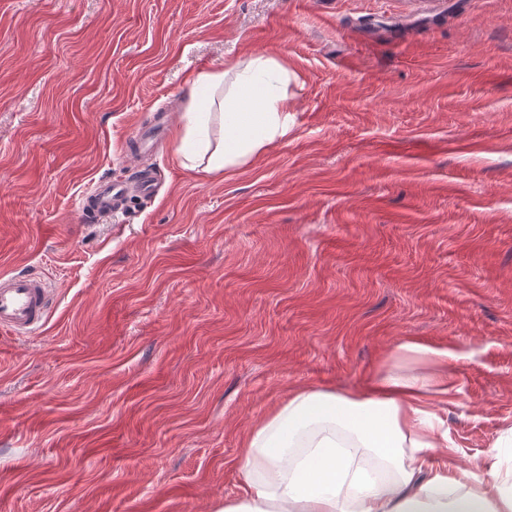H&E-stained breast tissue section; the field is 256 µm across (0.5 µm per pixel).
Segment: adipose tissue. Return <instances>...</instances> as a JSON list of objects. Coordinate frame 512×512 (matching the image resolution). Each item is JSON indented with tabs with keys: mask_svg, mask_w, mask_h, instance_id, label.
Instances as JSON below:
<instances>
[{
	"mask_svg": "<svg viewBox=\"0 0 512 512\" xmlns=\"http://www.w3.org/2000/svg\"><path fill=\"white\" fill-rule=\"evenodd\" d=\"M300 76L258 54L188 79L175 155L211 176L243 169L294 125ZM396 357L436 367L426 377L382 366L358 389H295L248 432L235 460L236 499L217 512H512V428L469 470L452 464L433 410L447 395L448 351L413 342Z\"/></svg>",
	"mask_w": 512,
	"mask_h": 512,
	"instance_id": "obj_1",
	"label": "adipose tissue"
}]
</instances>
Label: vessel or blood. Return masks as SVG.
Returning a JSON list of instances; mask_svg holds the SVG:
<instances>
[{"label": "vessel or blood", "instance_id": "1", "mask_svg": "<svg viewBox=\"0 0 512 512\" xmlns=\"http://www.w3.org/2000/svg\"><path fill=\"white\" fill-rule=\"evenodd\" d=\"M147 179L134 183L104 181L96 184L83 205L87 219L111 217L119 201L130 192H144ZM51 290L40 278L26 275L0 276V328L16 335H27L42 326L50 311Z\"/></svg>", "mask_w": 512, "mask_h": 512}]
</instances>
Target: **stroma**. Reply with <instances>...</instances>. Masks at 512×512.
I'll return each mask as SVG.
<instances>
[{"mask_svg":"<svg viewBox=\"0 0 512 512\" xmlns=\"http://www.w3.org/2000/svg\"><path fill=\"white\" fill-rule=\"evenodd\" d=\"M302 76L247 169H184L186 78ZM158 147L134 138L157 112ZM158 189L87 224L100 181ZM0 512H216L292 388L354 390L394 347L456 354L460 465L512 427V0H0ZM51 290L40 278L0 276V328L27 335L42 326L50 311Z\"/></svg>","mask_w":512,"mask_h":512,"instance_id":"obj_1","label":"stroma"}]
</instances>
